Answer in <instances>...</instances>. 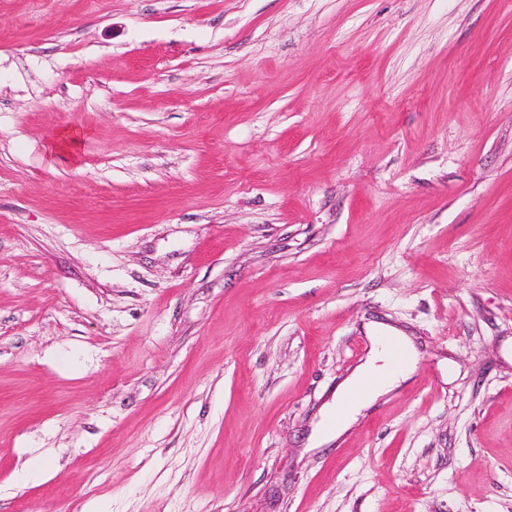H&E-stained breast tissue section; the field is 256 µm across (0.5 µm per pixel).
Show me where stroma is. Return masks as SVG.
<instances>
[{
	"instance_id": "stroma-1",
	"label": "stroma",
	"mask_w": 512,
	"mask_h": 512,
	"mask_svg": "<svg viewBox=\"0 0 512 512\" xmlns=\"http://www.w3.org/2000/svg\"><path fill=\"white\" fill-rule=\"evenodd\" d=\"M96 505L512 512V0H0V512ZM371 351L366 361L342 384L336 394V400L324 417L322 435L336 433L355 419L359 411L371 405L384 393L390 391L404 380L411 371L413 350L410 340L388 327L377 325L372 328ZM394 342L402 348L407 358L395 363L390 354L389 343ZM366 384L365 391L356 398L351 396L352 389ZM340 411V414L338 412Z\"/></svg>"
}]
</instances>
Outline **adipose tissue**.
<instances>
[{"mask_svg":"<svg viewBox=\"0 0 512 512\" xmlns=\"http://www.w3.org/2000/svg\"><path fill=\"white\" fill-rule=\"evenodd\" d=\"M371 343L366 361L339 388L334 404L324 417L323 433L348 427L362 408L371 405L410 373L411 360L397 363L390 354L394 344L407 354L411 352L412 345L406 336L378 325L372 329Z\"/></svg>","mask_w":512,"mask_h":512,"instance_id":"1","label":"adipose tissue"}]
</instances>
